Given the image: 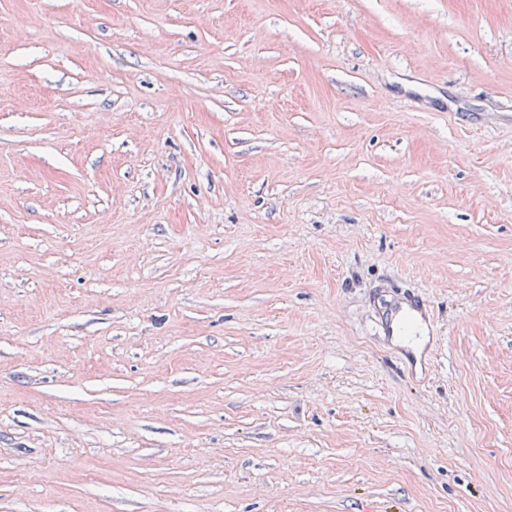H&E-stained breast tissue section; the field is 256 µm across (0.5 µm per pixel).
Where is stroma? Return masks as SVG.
Segmentation results:
<instances>
[{
	"label": "stroma",
	"mask_w": 512,
	"mask_h": 512,
	"mask_svg": "<svg viewBox=\"0 0 512 512\" xmlns=\"http://www.w3.org/2000/svg\"><path fill=\"white\" fill-rule=\"evenodd\" d=\"M0 512H512V0H0ZM375 307L378 325L388 341H392L399 331L401 323L407 318L419 325H430L436 334L431 312L418 295L411 294L401 299L390 300L381 295L377 298ZM422 337H411L407 344L400 348L408 371L420 382L426 379L438 346L437 336H428V340L423 345L418 343ZM418 365L421 368V375L417 374Z\"/></svg>",
	"instance_id": "obj_1"
}]
</instances>
